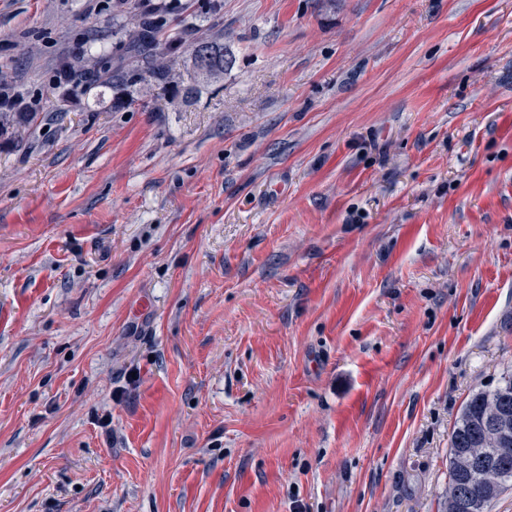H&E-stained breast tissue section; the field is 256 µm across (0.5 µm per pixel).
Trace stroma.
I'll return each mask as SVG.
<instances>
[{"label":"stroma","mask_w":512,"mask_h":512,"mask_svg":"<svg viewBox=\"0 0 512 512\" xmlns=\"http://www.w3.org/2000/svg\"><path fill=\"white\" fill-rule=\"evenodd\" d=\"M0 0V512H442L512 372V0ZM222 88L64 95L146 7ZM193 83L181 89L185 98L199 93L200 85H209L224 76L233 67L235 59L224 45V35L214 34L198 38L190 49Z\"/></svg>","instance_id":"stroma-1"}]
</instances>
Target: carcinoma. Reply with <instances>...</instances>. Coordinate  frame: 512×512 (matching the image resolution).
Returning <instances> with one entry per match:
<instances>
[{
	"label": "carcinoma",
	"mask_w": 512,
	"mask_h": 512,
	"mask_svg": "<svg viewBox=\"0 0 512 512\" xmlns=\"http://www.w3.org/2000/svg\"><path fill=\"white\" fill-rule=\"evenodd\" d=\"M165 25L161 13L154 9L137 13L127 23L125 54L117 61L104 56L95 58L94 65L84 61H65L61 64V82L77 88L83 83H112L135 87L141 83L165 87L170 83L171 74L183 48L181 38L175 34L161 42L158 32ZM193 83L182 88L184 97L192 98L199 93V87L213 83L233 67L235 59L224 45L221 34L198 38L190 49ZM512 385V374L502 377L501 384L493 389L474 393L461 409L451 438L472 448L484 444L481 415L486 406L499 398L504 385ZM486 458L498 467V481L493 497H498L512 487V444L505 451L493 445L486 446ZM448 483L457 485L462 496H477L483 493L480 484L461 475L455 462L448 461Z\"/></svg>",
	"instance_id": "1"
}]
</instances>
